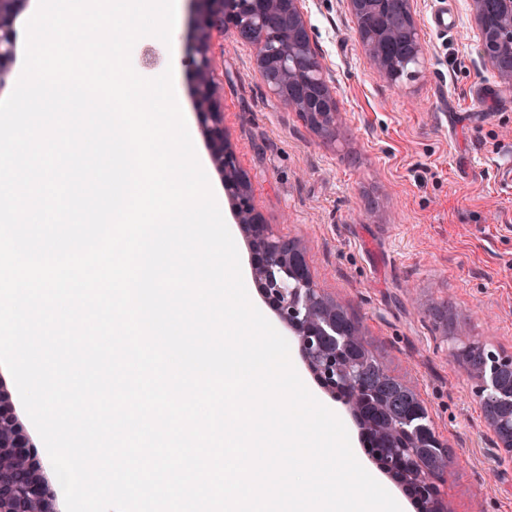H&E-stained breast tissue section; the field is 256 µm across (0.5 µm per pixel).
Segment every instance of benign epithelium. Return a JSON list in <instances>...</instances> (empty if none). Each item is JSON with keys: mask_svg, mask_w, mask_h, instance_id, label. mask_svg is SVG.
Masks as SVG:
<instances>
[{"mask_svg": "<svg viewBox=\"0 0 512 512\" xmlns=\"http://www.w3.org/2000/svg\"><path fill=\"white\" fill-rule=\"evenodd\" d=\"M392 9L404 16L412 26L411 54L409 59L420 65L423 60L420 36L415 23L413 0H389ZM25 0H0V83L4 81L8 63L14 53L13 21L20 13ZM195 15V41L189 66L195 78L197 113L209 138L212 159L224 175V187L237 200L241 228L250 235L254 248L253 276L272 304L280 320L294 333L300 352L309 369L326 380L327 387H342L344 401L350 407L357 402V382L360 368L353 363L337 362V347L347 340L336 336L335 311L324 304L326 297L316 288L303 250L299 243L276 236L264 224L257 212L248 187L247 177L236 167L233 153L224 145V99L221 98L212 76L210 32L229 26L237 36L256 49L257 68L266 79L270 91L285 104L297 107L292 86L299 70L292 66L294 56L309 60L312 69L323 74L322 65L311 48V33L304 19L301 0H190ZM486 0H471L474 23L482 43H497L500 52L482 59L497 76L512 84V0H497L496 14L489 15ZM288 18V49L271 58L265 50L264 23L272 10ZM386 31L380 21L366 29H357V39L367 50L376 65L379 76L389 77L390 65L380 51V41ZM274 69L282 79L268 80L267 71ZM318 104L326 108L320 116L329 119L326 128L316 127L325 135H332L336 128L338 106L329 87H324ZM479 396L484 401L500 398L502 390L497 375L488 372L480 377ZM0 455L21 459L35 468L40 458L33 450L12 441L0 446ZM391 465L407 468L414 483L421 489L427 512H447L448 507L439 498L435 473L423 468L412 455L399 454ZM44 503L41 482L33 477L19 485L9 464H0V512H37L35 505Z\"/></svg>", "mask_w": 512, "mask_h": 512, "instance_id": "benign-epithelium-1", "label": "benign epithelium"}]
</instances>
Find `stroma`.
Instances as JSON below:
<instances>
[{
	"mask_svg": "<svg viewBox=\"0 0 512 512\" xmlns=\"http://www.w3.org/2000/svg\"><path fill=\"white\" fill-rule=\"evenodd\" d=\"M436 2L415 0L424 66L393 83L358 43L346 0H302L340 111L330 137L270 94L253 47L236 36L212 31L213 68L224 88V133L257 210L275 234L300 244L318 288L426 408L448 450L439 485L448 512H512V458L496 446L477 378L452 354L479 343L512 357V193L499 178L512 165V85L480 58L470 0H453L456 27L445 36L427 25ZM176 30L169 46L143 37L131 62L146 78L175 64L178 101L206 157L188 64L189 0L180 2ZM208 174L250 277L233 200L217 167ZM290 356L310 392L344 422L362 466L403 512H415L403 485L364 454L352 409L310 372L298 346Z\"/></svg>",
	"mask_w": 512,
	"mask_h": 512,
	"instance_id": "35a3bbf8",
	"label": "stroma"
}]
</instances>
